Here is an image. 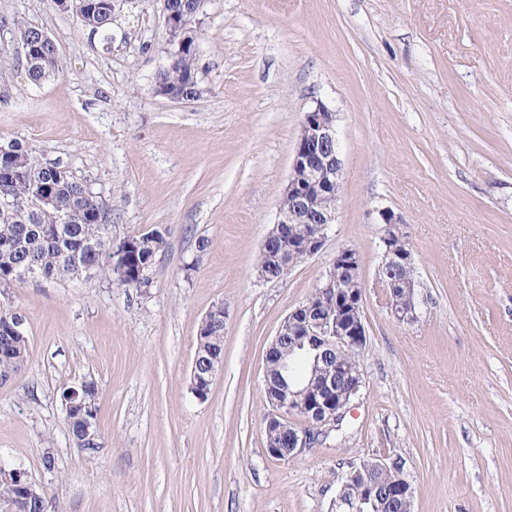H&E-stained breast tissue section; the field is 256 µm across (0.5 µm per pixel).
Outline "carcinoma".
<instances>
[{"mask_svg":"<svg viewBox=\"0 0 512 512\" xmlns=\"http://www.w3.org/2000/svg\"><path fill=\"white\" fill-rule=\"evenodd\" d=\"M67 12L75 17L78 24L92 34L110 30L120 0H68ZM205 0H168V9L188 20L203 10ZM0 25L10 30L20 42H27L36 33V27L20 18H1ZM197 57V34L187 32V42L181 53L169 59L168 65L160 70L155 81L172 91H183L198 85L195 60ZM28 80L41 85L63 73L64 64L57 51L43 56L36 54L24 60ZM36 191H42L52 199V204L42 208L30 205V198ZM7 195L15 206L8 221L0 220V287L7 288L23 280L14 279V271L33 265L41 279L67 282L69 271L64 265L66 253L80 248L85 263L96 268V275L102 276L118 288L135 287L133 273L140 266H152L158 251L155 250L152 235L161 236L167 243V230L147 231L136 236L137 247L124 250L112 245L105 234V226L112 223V217L99 219L100 197L90 194L89 186L72 176L71 172L58 164L48 168L33 149L20 141L0 138V196ZM116 249L109 257L110 249ZM125 267V273L117 267ZM256 272L269 280L283 275L281 262L274 256L259 254ZM19 313L14 305L6 301L0 304V377L11 379L21 370L27 357V337L17 336L12 330L13 317ZM197 348L223 353L224 325H213L197 337ZM313 356L299 361V367L286 373L277 361L267 365V387L273 389L282 379L289 385L300 381ZM84 417L75 412L70 415L69 428L78 448L98 447L83 440ZM367 512H407V505L401 499H382Z\"/></svg>","mask_w":512,"mask_h":512,"instance_id":"carcinoma-1","label":"carcinoma"}]
</instances>
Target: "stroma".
Returning a JSON list of instances; mask_svg holds the SVG:
<instances>
[{"label": "stroma", "instance_id": "stroma-1", "mask_svg": "<svg viewBox=\"0 0 512 512\" xmlns=\"http://www.w3.org/2000/svg\"><path fill=\"white\" fill-rule=\"evenodd\" d=\"M53 39L58 78L0 50V137L60 162L112 210V239L168 229L151 285L101 277L1 292L24 315L22 370L0 385V459L48 512H330L342 474L388 448L413 512H512V0H207L199 94L152 93L168 62L162 0H128L111 39L56 0H0ZM338 114L336 221L280 279L255 272L304 112ZM404 224L418 319L376 283L380 210ZM362 259L366 387L341 431L293 460L265 451L266 350L336 252ZM226 310L206 400L189 373L202 318ZM93 382L99 448L75 446L63 392ZM55 459L53 472L42 467ZM24 64L28 80L35 86L58 77L64 71V64L58 50L43 56L38 52L32 55L31 59H24Z\"/></svg>", "mask_w": 512, "mask_h": 512}]
</instances>
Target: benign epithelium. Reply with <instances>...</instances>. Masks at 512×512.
Wrapping results in <instances>:
<instances>
[{"instance_id": "1", "label": "benign epithelium", "mask_w": 512, "mask_h": 512, "mask_svg": "<svg viewBox=\"0 0 512 512\" xmlns=\"http://www.w3.org/2000/svg\"><path fill=\"white\" fill-rule=\"evenodd\" d=\"M170 42L181 44L178 36L187 31L188 22L179 15L165 13ZM342 159L336 134V112L321 102L303 115L301 131L292 159L291 172L277 207V218L265 237L261 250L265 251L271 239L282 235L287 224H315L314 234H304L300 239L288 236L286 251L281 255L285 266L303 256L311 258L324 247L334 224L335 213L315 209L318 197L326 193L339 196L341 189ZM384 223L381 235L382 262L378 269L377 283L385 294L387 304L400 322L417 320V280L408 272L415 269L411 250H399L393 244L394 236L401 234L402 222L390 210H381ZM67 268L74 278L94 277L93 267L85 264L77 252L67 256ZM362 280L361 256L357 249L344 247L333 258L317 284L320 294L334 297L332 304L323 311L316 310L305 301L294 308L283 320L277 336L266 351L271 357L278 346L279 337L290 332L298 337L302 349L331 351L336 363L320 367L312 362L311 375L304 390H278L268 395L270 410L265 414V450L273 458H297L316 443V436L326 435L336 429L349 412L359 387L365 378L359 368V355L366 348L368 337L363 315L364 288H343L344 280ZM223 358L213 352L196 351L191 366L193 394L204 400L222 367ZM86 383L73 386L63 393L66 412L87 411L92 408L78 401ZM373 467L380 473L395 470L402 459L390 450L372 457ZM0 480L11 484L16 496L0 503V512H16V507L40 499L41 485L29 471L16 464L0 462ZM351 472L339 484L331 512H364L365 505L378 498L379 485L364 482L363 493L352 496Z\"/></svg>"}]
</instances>
